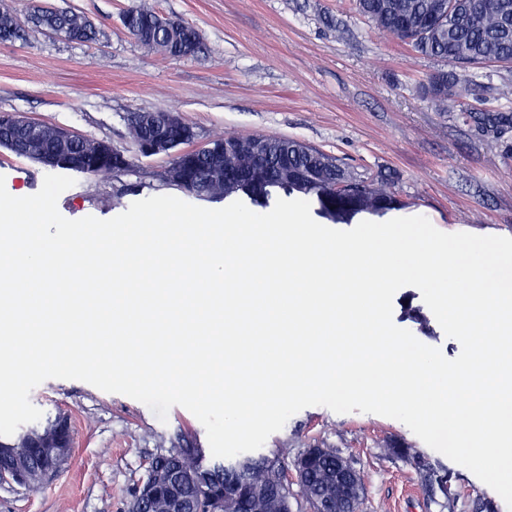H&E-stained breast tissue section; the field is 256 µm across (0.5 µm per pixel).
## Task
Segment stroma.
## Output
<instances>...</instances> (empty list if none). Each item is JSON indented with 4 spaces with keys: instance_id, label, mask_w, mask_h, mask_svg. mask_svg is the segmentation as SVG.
I'll return each mask as SVG.
<instances>
[{
    "instance_id": "obj_1",
    "label": "stroma",
    "mask_w": 512,
    "mask_h": 512,
    "mask_svg": "<svg viewBox=\"0 0 512 512\" xmlns=\"http://www.w3.org/2000/svg\"><path fill=\"white\" fill-rule=\"evenodd\" d=\"M83 14L99 40L68 42L45 34L0 43V113L129 147L126 117L175 112L197 143L216 135L291 137L337 156L366 178L385 175L440 231L512 237V67L466 69L480 87L476 113L466 101L443 112L420 86L444 64L378 31L352 0H0L27 24L34 5ZM193 25L201 49L173 57L141 45L121 25L129 6ZM509 121H501V114ZM123 174L73 172L58 199L65 218L109 219L136 201L170 194L160 177L171 158L133 154ZM48 170L0 147L8 192L37 193ZM393 321L447 358L461 351L445 336L420 292L401 288ZM49 415L69 413L71 457L40 488L0 486V512H127L153 457L173 448H208L203 425L183 407L160 421L143 403L79 380L49 379L30 394ZM406 455L392 453L393 444ZM332 448L350 460L364 487L360 512H512L467 468L419 439L402 422L375 414H338L311 406L273 433L260 452L292 469L305 448ZM421 457L447 476L425 488Z\"/></svg>"
}]
</instances>
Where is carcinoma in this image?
Returning <instances> with one entry per match:
<instances>
[{
  "label": "carcinoma",
  "mask_w": 512,
  "mask_h": 512,
  "mask_svg": "<svg viewBox=\"0 0 512 512\" xmlns=\"http://www.w3.org/2000/svg\"><path fill=\"white\" fill-rule=\"evenodd\" d=\"M355 10L376 29L391 38L411 45L421 55L452 62L462 68L476 65H512V0H353ZM156 13L133 5L121 15V22L136 40L152 49L171 55L195 54L201 48V36L192 26L178 21L170 28L155 23ZM55 26L69 42L95 39L97 29L83 15L36 9L30 26L20 27L13 16L0 12V42L12 43ZM421 93L435 101L441 111L458 99L479 100L474 85L446 71L432 74ZM127 118V135L137 144L151 135V130ZM212 142L224 147L214 155L195 151L174 156L169 174L162 177L166 186L187 191L186 182L194 184L190 195L199 199H224L248 202L265 209L273 195L282 192L317 202L320 210L347 222L357 214H383L404 207L384 180H363L340 161L320 149L293 138L253 134L244 137L217 135ZM99 141L79 134L65 149L70 155V169L89 176L116 173L108 163L99 164L89 153ZM0 146L17 154L24 150L20 136L0 114ZM266 156L268 175H251L253 153ZM49 442L43 447L24 448L12 458L27 472L35 486L47 474H57L67 462L71 449L52 447L56 433L51 421L37 426ZM201 450L175 448L153 458L151 466L175 473L176 482L158 487L145 504L146 512H165L169 499L181 500L186 512H207V503L199 499L198 472L208 473L210 489L236 498V512H282L281 485L263 456H245L230 466L215 464L202 468ZM338 453L327 448L307 463L305 486L300 496L311 512L316 503L334 494Z\"/></svg>",
  "instance_id": "cac0c4a2"
}]
</instances>
